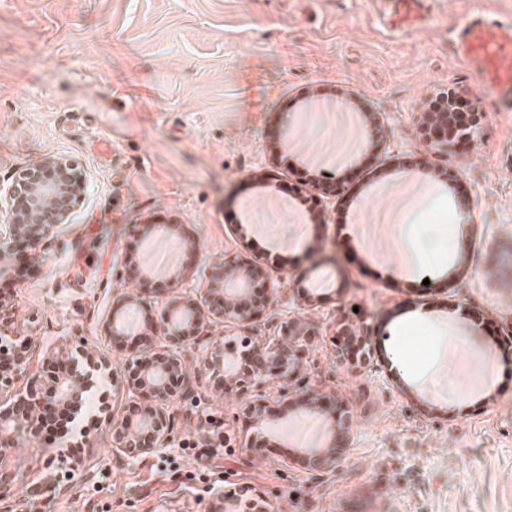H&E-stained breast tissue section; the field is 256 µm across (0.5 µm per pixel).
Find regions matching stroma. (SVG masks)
Returning <instances> with one entry per match:
<instances>
[{"mask_svg":"<svg viewBox=\"0 0 512 512\" xmlns=\"http://www.w3.org/2000/svg\"><path fill=\"white\" fill-rule=\"evenodd\" d=\"M430 8L400 32L379 0H0V184L54 155L86 180L71 222L0 266V336L40 361L110 363L69 433L17 439L0 459L11 512H212L218 488L253 512H512V114L450 47L474 10L512 20V0ZM451 87L483 118L438 151L421 127ZM414 207L426 225L445 210L471 221L436 267L397 252ZM148 224L169 239H142ZM237 253L319 326L300 377L335 389L348 433L332 404L303 416L275 380L255 421L187 345L199 407L176 408L165 454L120 456L111 425L132 400L112 392L126 356L111 328L158 317L160 303L127 302L157 286L145 265L167 257L198 298L209 265ZM418 313L421 353L403 329ZM351 334L369 337L368 360L338 359ZM104 402L110 422L90 426ZM212 418L230 442L199 481L184 445ZM329 446L335 465L310 469L305 449ZM164 456L179 473L158 470Z\"/></svg>","mask_w":512,"mask_h":512,"instance_id":"1","label":"stroma"}]
</instances>
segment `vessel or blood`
Returning <instances> with one entry per match:
<instances>
[{"label":"vessel or blood","mask_w":512,"mask_h":512,"mask_svg":"<svg viewBox=\"0 0 512 512\" xmlns=\"http://www.w3.org/2000/svg\"><path fill=\"white\" fill-rule=\"evenodd\" d=\"M389 23L404 30L422 24L428 18L427 0H388ZM452 50L493 90L494 106L500 112H512V21L489 19L473 14L455 32Z\"/></svg>","instance_id":"obj_1"}]
</instances>
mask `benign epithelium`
Instances as JSON below:
<instances>
[{"label": "benign epithelium", "mask_w": 512, "mask_h": 512, "mask_svg": "<svg viewBox=\"0 0 512 512\" xmlns=\"http://www.w3.org/2000/svg\"><path fill=\"white\" fill-rule=\"evenodd\" d=\"M448 113L439 115L437 129L427 137L428 144H448ZM86 183L74 165L61 157H47L23 169L8 186H0V212L6 215V230L0 231V258L7 260L22 241L32 247L44 245L59 224L68 222L83 199ZM51 206H43L44 200ZM210 306L195 299L171 301L151 326V333H137L124 343L127 351V377L122 388L144 401L139 413L126 417L112 429V447L129 459L159 452L167 447L172 432L168 413L174 403L197 404L189 400V384L175 383L183 371L181 352L176 347L190 343L205 354V369L213 383L224 390L240 393L254 390L275 371L281 387L296 385L299 364L293 347L280 340L291 336L294 341H307L318 327L297 317H281L274 306L282 291L280 279L273 278L257 261L211 264ZM221 319L226 325L253 329L256 323L265 330L278 329L277 337L259 335L244 352L246 362L236 361V350L214 339L210 325ZM28 348L21 343L0 352V389L8 387L15 377L28 378L25 395L13 400L0 398V447L11 444L19 433L36 436L41 431L35 411L45 414L63 413L76 419L83 411L86 397L94 386L95 373L106 368V362L87 358L86 370L56 364L59 374L49 376V385L37 387L41 376L30 369ZM304 395L298 412L307 415L317 409L316 403L329 395L327 391L302 388ZM310 466L316 467L335 458L331 448H307Z\"/></svg>", "instance_id": "7a95c632"}]
</instances>
